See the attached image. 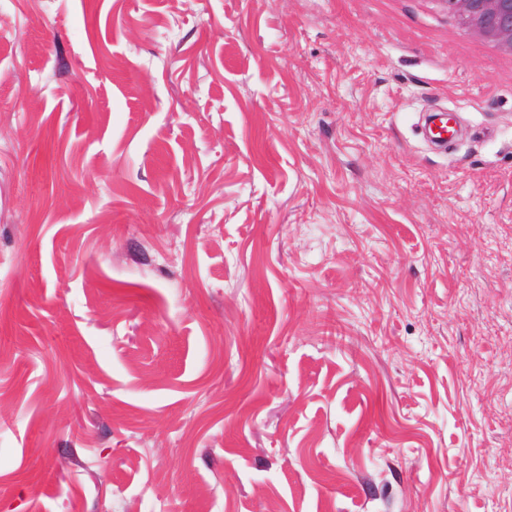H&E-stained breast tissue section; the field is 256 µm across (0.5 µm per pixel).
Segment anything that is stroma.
<instances>
[{
    "label": "stroma",
    "mask_w": 512,
    "mask_h": 512,
    "mask_svg": "<svg viewBox=\"0 0 512 512\" xmlns=\"http://www.w3.org/2000/svg\"><path fill=\"white\" fill-rule=\"evenodd\" d=\"M509 336L433 0H0V512H512ZM454 119L447 112H431L425 119L423 135L437 146H447L455 135Z\"/></svg>",
    "instance_id": "35a3bbf8"
}]
</instances>
